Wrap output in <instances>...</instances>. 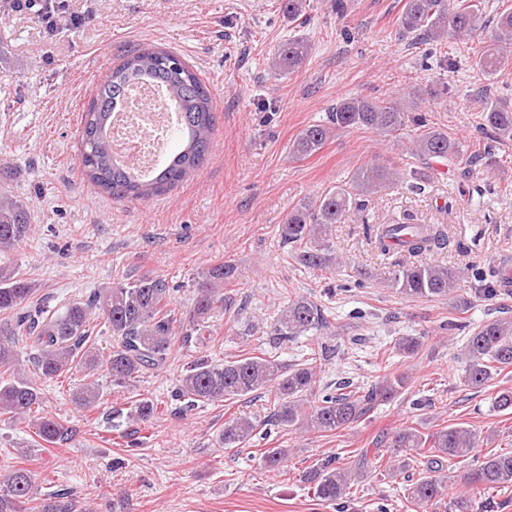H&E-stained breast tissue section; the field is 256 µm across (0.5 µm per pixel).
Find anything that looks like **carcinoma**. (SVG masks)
Wrapping results in <instances>:
<instances>
[{"mask_svg": "<svg viewBox=\"0 0 512 512\" xmlns=\"http://www.w3.org/2000/svg\"><path fill=\"white\" fill-rule=\"evenodd\" d=\"M309 8L307 0H284L288 20L298 22ZM400 32L430 42L444 39L472 42L476 63L492 76L512 51V12L497 17L487 29L480 0H404ZM308 42L300 37L288 40L272 58V66L288 72L298 70L307 59ZM148 81L169 92L180 109V151L168 163L142 175L128 168L112 153V115L123 93L133 83ZM420 94L412 92L399 100L355 96L336 103L326 124H311L289 146L296 160L318 152L333 132L366 128L383 137L397 138L409 126L416 134L406 152L417 166L404 173L398 168L372 162L356 170L344 183L329 188L288 214L280 225L281 238L303 246L298 261L313 269L340 266L333 260L331 232L353 210L363 214L366 198L386 188L400 186L421 194L436 177L435 163L456 162L462 154L460 143L435 126L421 110ZM215 129V113L209 89L198 74L177 55L164 50L141 48L113 66L97 88L86 110L81 131V154L86 178L100 191L117 198H147L170 188L198 169L205 161ZM480 130L502 142L512 141V101L490 100L481 114ZM30 224L29 209L13 199L0 197V251L24 241ZM362 233L373 245L382 267L376 280L385 288L417 299L443 300L460 281V271L425 257L447 248L445 224H421L414 213L404 210L386 224H370L362 217ZM236 280V268L229 262L213 265L197 274L193 287V308L175 317L168 309L171 288L160 279L143 276L134 283L115 282L72 301L60 310L32 302L37 283L18 268L0 263V367L24 360L25 370L0 379V415L30 420L41 441L54 444L65 438L68 428L56 418L35 416L42 404L37 382H49L73 369L93 371L106 368L112 382L123 384L146 371L162 369L169 356L175 327L184 330L183 340L200 331L214 305L223 300L224 285ZM107 324L116 346L104 352L89 341L87 324L92 314ZM331 326L328 310L304 297L288 298L270 326L274 339L286 344L308 333ZM463 385L481 388L495 376L512 368V318L484 320L468 329ZM422 347L420 336H400L393 350L410 358ZM334 348L321 341L309 348L308 357L288 364L271 356L239 355L224 362L205 357L194 361L180 380L175 397L188 406L226 402L258 394L274 393L277 406L266 425L295 428L317 434L340 431L365 416L375 405L386 402L404 389L407 377L383 375L364 388L350 383L332 389L320 384L322 362ZM103 389L90 383L73 394L74 404L89 409L100 403ZM157 406L149 398L137 401L126 420L144 422ZM259 421L247 415H233L224 421L219 440L225 448H239L251 440ZM477 434L457 423L432 434L414 427L395 431L389 445L386 469L406 472L411 452L423 448L431 453L430 464L445 459H472V467L460 481L462 489L449 496L448 512H496L498 505L476 496V491L512 485V452L475 456ZM359 474L330 458L307 472L314 497L335 512H347L349 490ZM446 484L433 476L406 485L407 499L421 512L438 505ZM0 512H75L73 494L65 489L37 497L35 474L16 468L0 475Z\"/></svg>", "mask_w": 512, "mask_h": 512, "instance_id": "1", "label": "carcinoma"}]
</instances>
